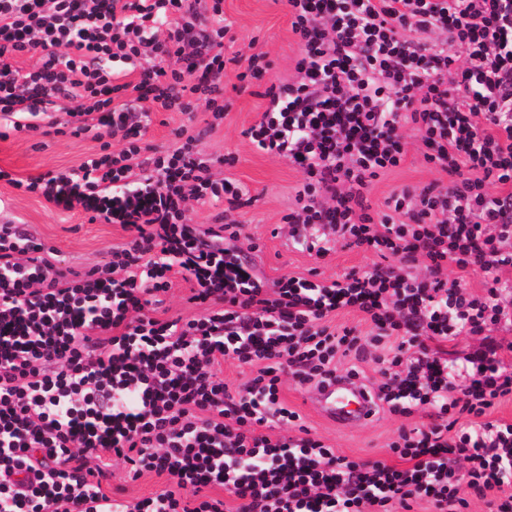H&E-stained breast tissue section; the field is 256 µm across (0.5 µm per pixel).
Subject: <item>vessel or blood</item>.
Returning <instances> with one entry per match:
<instances>
[{"label": "vessel or blood", "mask_w": 512, "mask_h": 512, "mask_svg": "<svg viewBox=\"0 0 512 512\" xmlns=\"http://www.w3.org/2000/svg\"><path fill=\"white\" fill-rule=\"evenodd\" d=\"M309 404L324 418L348 426H360L373 418L374 400L360 380L341 378L313 389Z\"/></svg>", "instance_id": "obj_1"}]
</instances>
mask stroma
Here are the masks:
<instances>
[{
  "instance_id": "1",
  "label": "stroma",
  "mask_w": 512,
  "mask_h": 512,
  "mask_svg": "<svg viewBox=\"0 0 512 512\" xmlns=\"http://www.w3.org/2000/svg\"><path fill=\"white\" fill-rule=\"evenodd\" d=\"M224 14L232 28L224 40V53L234 56L254 51L268 53L273 76L285 75L297 50V38L291 31L288 10L282 0H224ZM224 96L230 109L218 128H211V113L196 112L193 120L177 112H156L145 132L146 145L164 149L174 139V131L183 123H191L202 131L200 149L205 157L218 159L225 154L237 158L235 166L226 168L227 176L247 187L254 201L240 210L238 219L253 235L260 250L254 255L258 267L271 278L284 273L302 276L317 271L328 278L352 268L375 262V255L356 249H336L319 259L289 247L285 237H272L273 228L281 226L288 212L298 173L288 165L254 151L243 132L265 105L255 89L242 92L226 88ZM98 142L88 137L47 135L42 138H10L0 140V169L18 178L35 177L60 169L78 167L98 151ZM419 151H412L405 166L379 178L370 195L373 209H380L389 193L403 185H418L432 180ZM12 219L27 225L38 242L50 247L63 266L84 270L105 258L112 246L124 240V231L115 224L92 223L79 212L62 214L41 197L14 189L0 181V221ZM303 387L288 384L284 391L288 405L302 410L314 435L322 438L337 452L353 458H380L385 445L402 424V417L378 413L364 427L347 430L333 426L311 410L303 409Z\"/></svg>"
}]
</instances>
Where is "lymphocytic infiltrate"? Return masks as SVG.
<instances>
[{
  "label": "lymphocytic infiltrate",
  "instance_id": "1",
  "mask_svg": "<svg viewBox=\"0 0 512 512\" xmlns=\"http://www.w3.org/2000/svg\"><path fill=\"white\" fill-rule=\"evenodd\" d=\"M285 4L297 53L270 82L265 53L225 59L224 0H0V140L100 143L77 168L0 180L128 235L80 272L0 224V512H512V422L490 417L512 398V0ZM231 64L267 83L246 137L300 175L289 242L378 263L265 278L235 217L245 186L187 127L143 144L155 112L223 120ZM414 146L437 179L373 210ZM205 202L223 205L208 228L190 215ZM177 277L195 312L162 316ZM345 310L357 325L335 324ZM228 361L249 371L233 388ZM367 364L377 410L427 418L375 460L340 454L283 399L285 381ZM147 474L165 487L127 500Z\"/></svg>",
  "mask_w": 512,
  "mask_h": 512
}]
</instances>
